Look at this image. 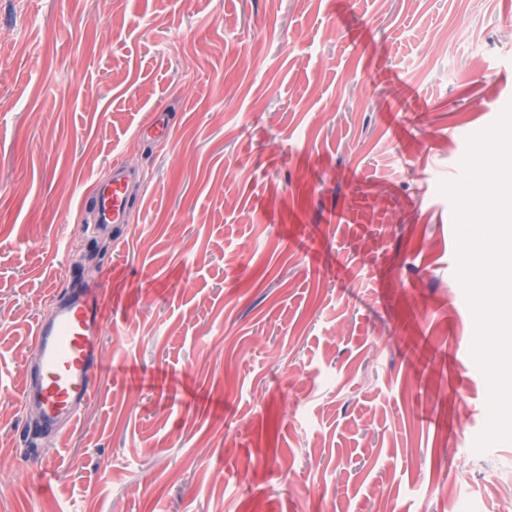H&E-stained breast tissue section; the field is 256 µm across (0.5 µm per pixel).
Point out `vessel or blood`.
Masks as SVG:
<instances>
[{"label":"vessel or blood","mask_w":512,"mask_h":512,"mask_svg":"<svg viewBox=\"0 0 512 512\" xmlns=\"http://www.w3.org/2000/svg\"><path fill=\"white\" fill-rule=\"evenodd\" d=\"M131 179L117 165L108 181L94 184L96 227L125 223ZM102 330V303L90 287L73 289L49 320L38 323L34 340L39 363L20 397L21 403H35L41 410L31 435L58 434L74 426L81 408L91 402Z\"/></svg>","instance_id":"obj_1"}]
</instances>
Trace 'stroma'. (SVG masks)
Wrapping results in <instances>:
<instances>
[{
  "mask_svg": "<svg viewBox=\"0 0 512 512\" xmlns=\"http://www.w3.org/2000/svg\"><path fill=\"white\" fill-rule=\"evenodd\" d=\"M509 16L0 0V512H512L440 190L512 104ZM116 159L148 182L90 231ZM76 278L102 368L37 447L33 334Z\"/></svg>",
  "mask_w": 512,
  "mask_h": 512,
  "instance_id": "1",
  "label": "stroma"
}]
</instances>
